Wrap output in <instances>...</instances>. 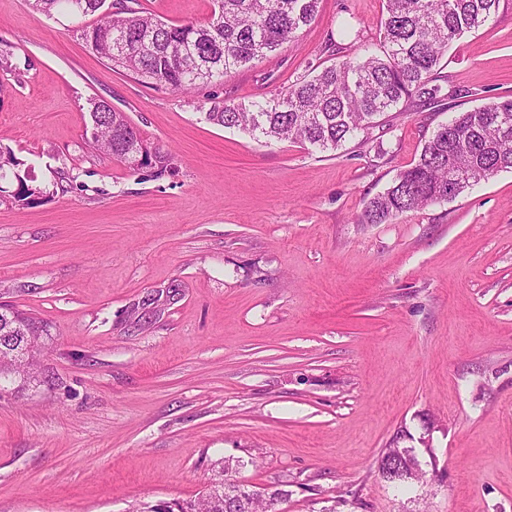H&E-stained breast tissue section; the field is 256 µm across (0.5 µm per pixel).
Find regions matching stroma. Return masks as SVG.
<instances>
[{
	"label": "stroma",
	"mask_w": 512,
	"mask_h": 512,
	"mask_svg": "<svg viewBox=\"0 0 512 512\" xmlns=\"http://www.w3.org/2000/svg\"><path fill=\"white\" fill-rule=\"evenodd\" d=\"M206 24L215 0H139ZM383 0H320L276 52L179 94L110 69L63 13L0 0V152L50 195L0 206V303L48 325L47 382L0 391V512H132L218 472L278 512H512V170L357 220L456 113L512 97V0L448 47L456 97L320 152L206 118L380 44ZM104 100L171 171L96 150ZM427 436L424 483L377 459Z\"/></svg>",
	"instance_id": "35a3bbf8"
}]
</instances>
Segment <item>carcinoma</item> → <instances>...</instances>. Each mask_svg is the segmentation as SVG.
Here are the masks:
<instances>
[{
  "instance_id": "1",
  "label": "carcinoma",
  "mask_w": 512,
  "mask_h": 512,
  "mask_svg": "<svg viewBox=\"0 0 512 512\" xmlns=\"http://www.w3.org/2000/svg\"><path fill=\"white\" fill-rule=\"evenodd\" d=\"M138 0H32L38 12L64 11L82 22L81 36L109 65L140 80L186 94L200 83L224 76L259 56L278 50L310 24L319 0H216L218 11L204 26L169 24L134 7ZM502 0H385L380 53L347 55L313 75L296 78L264 102H213L207 119L252 136L307 143L336 150L399 107L438 103L448 98L443 59L448 46L479 29L500 9ZM100 15L87 23L86 17ZM95 146L112 148V157L132 170L159 173L171 157L149 148L124 113L106 103L90 112ZM140 165H135L137 159ZM512 169V99L493 101L459 113L440 124L425 140L418 159L399 172L384 192L369 199L358 221L383 224L408 211L451 201L471 184ZM17 192L0 203L34 205L47 189L14 174ZM0 322V350L31 348L40 354L47 325L11 308ZM396 458L402 473L392 483L410 486L422 479L421 462L412 448H387L379 473ZM215 484L194 500L177 502L176 512H274L279 493L262 500L242 499L245 485Z\"/></svg>"
}]
</instances>
